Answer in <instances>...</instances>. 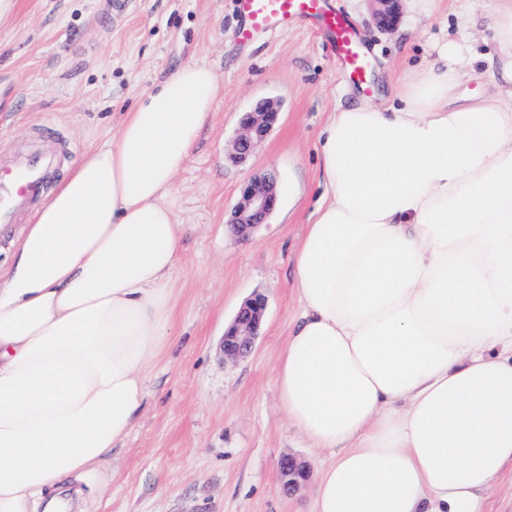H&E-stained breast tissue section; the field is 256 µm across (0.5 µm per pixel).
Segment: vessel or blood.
<instances>
[{
	"label": "vessel or blood",
	"mask_w": 512,
	"mask_h": 512,
	"mask_svg": "<svg viewBox=\"0 0 512 512\" xmlns=\"http://www.w3.org/2000/svg\"><path fill=\"white\" fill-rule=\"evenodd\" d=\"M234 6L242 19L239 42L251 41L258 31L297 25L313 28L323 34L351 78L358 84H368V56L356 36L355 24L342 11L328 7L327 0H234ZM58 162L54 140L43 138L0 165L1 225L15 223L18 214L42 195L46 177Z\"/></svg>",
	"instance_id": "1"
}]
</instances>
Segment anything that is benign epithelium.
<instances>
[{
    "label": "benign epithelium",
    "mask_w": 512,
    "mask_h": 512,
    "mask_svg": "<svg viewBox=\"0 0 512 512\" xmlns=\"http://www.w3.org/2000/svg\"><path fill=\"white\" fill-rule=\"evenodd\" d=\"M375 5L373 19L378 28L388 30L395 24L401 0H371ZM281 105L273 99H265L243 113L239 118V134L231 145L230 157L242 163L255 154L267 136L279 122ZM278 183L273 175L254 176L243 184L240 200L229 224L241 239H249L255 230L267 223L279 205ZM267 309V297L256 293L237 310L233 319L224 327L220 351L226 362H238L250 356L259 337V331ZM281 488L292 495L309 479V466L292 455L279 462Z\"/></svg>",
    "instance_id": "benign-epithelium-1"
}]
</instances>
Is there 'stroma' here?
I'll return each mask as SVG.
<instances>
[{"instance_id": "obj_1", "label": "stroma", "mask_w": 512, "mask_h": 512, "mask_svg": "<svg viewBox=\"0 0 512 512\" xmlns=\"http://www.w3.org/2000/svg\"><path fill=\"white\" fill-rule=\"evenodd\" d=\"M15 0L0 16V156L52 135L61 164L56 186L83 151L109 140L144 91L187 63L210 67L221 92L169 200L187 233L172 285L174 330L146 380L134 429L103 467L60 489L70 512H309L314 482L280 489L278 461L290 454L317 467L279 408L274 367L300 307L292 253L322 190L321 131L331 112L362 97L322 37L301 27L256 33L238 43L234 0ZM355 21L372 58V96L405 68L430 60L450 41L461 57L459 95L492 86L499 54L491 23L500 0H402L388 31L370 0H330ZM280 100V122L246 163L229 148L241 113ZM275 171L278 210L249 241L227 219L244 181ZM267 296L254 352L224 362V326L253 293Z\"/></svg>"}]
</instances>
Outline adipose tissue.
Instances as JSON below:
<instances>
[{
    "instance_id": "obj_1",
    "label": "adipose tissue",
    "mask_w": 512,
    "mask_h": 512,
    "mask_svg": "<svg viewBox=\"0 0 512 512\" xmlns=\"http://www.w3.org/2000/svg\"><path fill=\"white\" fill-rule=\"evenodd\" d=\"M455 45L333 112L294 256L280 409L327 454L311 512H484L512 468V98H458ZM220 93L187 64L35 211L0 278V512L99 468L171 335L168 201Z\"/></svg>"
}]
</instances>
